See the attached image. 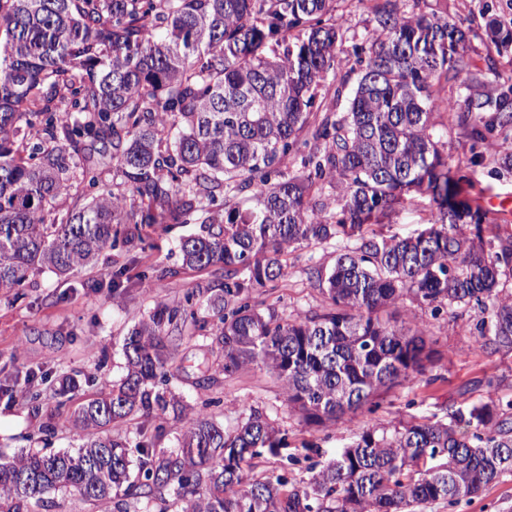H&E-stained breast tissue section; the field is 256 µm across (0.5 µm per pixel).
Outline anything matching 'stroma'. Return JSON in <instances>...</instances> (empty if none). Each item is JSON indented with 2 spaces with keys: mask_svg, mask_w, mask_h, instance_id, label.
I'll use <instances>...</instances> for the list:
<instances>
[{
  "mask_svg": "<svg viewBox=\"0 0 512 512\" xmlns=\"http://www.w3.org/2000/svg\"><path fill=\"white\" fill-rule=\"evenodd\" d=\"M374 0H342L344 28L336 45V74L327 77L320 94H332L339 82L355 87L361 67L355 46L369 45L375 27ZM512 20V0H447L446 16L462 28L476 31L468 54L479 67L494 66L502 74L512 73V49L498 51L483 37V12ZM440 131L446 141L448 163L472 168L483 193L481 207L490 217L512 219V173L495 172L490 160L472 164L470 142L462 127L445 120ZM434 204L425 194L414 195L404 208L391 213L385 233L406 237L424 228ZM195 224L139 225L142 245L129 247L123 242L106 246L96 260L78 273L60 277L43 272L20 288L0 290V452L14 454L23 449L42 446L52 450L73 446L71 433L62 424L74 409L71 401L51 398L55 421L59 428L46 440H38L40 421L34 418L22 396L27 371H41L59 379L66 375L107 377L120 380L124 374L123 339L128 331L147 316L157 301L191 305L201 310L199 299L191 295L200 278H213V271L197 272L183 268L177 248L180 238L198 232ZM336 257L335 243L304 244L291 249L288 256V278L276 289L264 293L266 303L280 314L294 317L320 309L323 298L310 284L307 272L312 267L331 266ZM124 269L120 286H113L112 275ZM169 277H160V270ZM151 275L152 288L144 290L141 275ZM405 320L424 322L434 339L442 359L435 367L436 381L420 376L409 384L392 390L376 412L382 421H396L413 416H432L439 408L452 405L459 392L484 375L501 377L505 392L512 393V355L490 354L475 343V323L479 312L470 308L462 315H431L429 309L406 304L399 310ZM212 339L208 332H197L183 343L172 365L170 387L190 404L206 407L226 428L238 420L240 404L250 399L267 413L277 417L288 432V446L281 455L265 456L261 467L267 471H294L308 476L310 462L306 445L315 444L324 456L349 442L363 425L364 416L337 426H313L289 415L278 382L266 371L248 368L231 376L219 377L216 384L201 388L199 363L211 355ZM424 512H512V476L502 478L475 499H460L455 505L439 501L429 504Z\"/></svg>",
  "mask_w": 512,
  "mask_h": 512,
  "instance_id": "obj_1",
  "label": "stroma"
}]
</instances>
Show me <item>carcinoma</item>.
I'll return each mask as SVG.
<instances>
[{
	"label": "carcinoma",
	"instance_id": "carcinoma-1",
	"mask_svg": "<svg viewBox=\"0 0 512 512\" xmlns=\"http://www.w3.org/2000/svg\"><path fill=\"white\" fill-rule=\"evenodd\" d=\"M339 0H0V290L49 270L94 262L118 224L196 223L182 265L223 270L195 283L216 330L214 360L230 376L257 367L280 384L310 425L373 414L396 387L424 375L439 353L422 323L398 320L407 301L431 309L476 306L477 346L512 352V232L464 197L471 176L448 165L436 116L456 114L473 157L512 171V75L466 59L469 33L427 0H380L375 38L348 112L333 95L313 110L335 70ZM307 34L297 52L259 56L268 39ZM484 33L512 46V22ZM450 82L463 99L441 95ZM498 131L501 137L489 140ZM304 173L284 167L299 145ZM130 195L100 187L103 176ZM79 178L96 194L71 198ZM336 191V211L321 181ZM250 193L258 207L242 212ZM415 193L435 211L413 236L375 230ZM334 241L333 266L308 278L324 298L294 318L258 299L288 274V249ZM180 305L157 303L123 341L125 376L101 380L70 416L77 446L0 453V512H39L59 493L112 501L115 512H421L477 497L512 475V394L496 376L432 421L367 420L357 439L311 467L307 479L255 472L288 447V430L243 400L232 430L168 388L187 324ZM46 377H27L42 414ZM181 423L178 447L135 446L109 434L135 419Z\"/></svg>",
	"mask_w": 512,
	"mask_h": 512
}]
</instances>
